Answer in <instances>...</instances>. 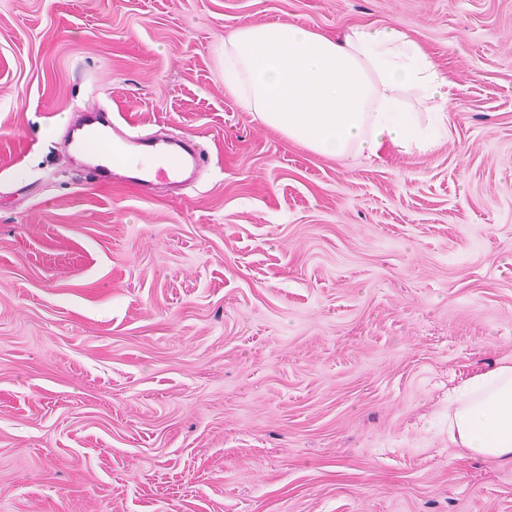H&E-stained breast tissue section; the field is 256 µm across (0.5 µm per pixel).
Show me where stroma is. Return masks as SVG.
<instances>
[{
	"instance_id": "obj_1",
	"label": "stroma",
	"mask_w": 512,
	"mask_h": 512,
	"mask_svg": "<svg viewBox=\"0 0 512 512\" xmlns=\"http://www.w3.org/2000/svg\"><path fill=\"white\" fill-rule=\"evenodd\" d=\"M395 26L433 153L317 155L224 88L238 27ZM204 149L79 178L68 118ZM512 356V0H0V512H512L448 389Z\"/></svg>"
}]
</instances>
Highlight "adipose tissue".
Segmentation results:
<instances>
[{"instance_id":"adipose-tissue-1","label":"adipose tissue","mask_w":512,"mask_h":512,"mask_svg":"<svg viewBox=\"0 0 512 512\" xmlns=\"http://www.w3.org/2000/svg\"><path fill=\"white\" fill-rule=\"evenodd\" d=\"M222 60L224 86L240 105L316 154L428 155L448 137L440 107L452 83L400 29L354 25L332 38L249 24L225 39ZM415 101L437 109L413 111ZM448 441L463 456L512 466V357L449 389Z\"/></svg>"}]
</instances>
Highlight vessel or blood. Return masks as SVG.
Wrapping results in <instances>:
<instances>
[{"label":"vessel or blood","instance_id":"vessel-or-blood-1","mask_svg":"<svg viewBox=\"0 0 512 512\" xmlns=\"http://www.w3.org/2000/svg\"><path fill=\"white\" fill-rule=\"evenodd\" d=\"M73 153L86 158V169L102 181H124L134 172V184L150 189L191 178L203 160V151L185 142L146 138L114 127L96 107H88L71 138Z\"/></svg>","mask_w":512,"mask_h":512}]
</instances>
